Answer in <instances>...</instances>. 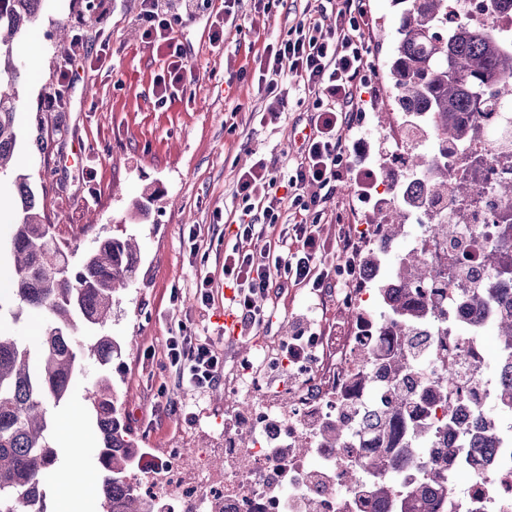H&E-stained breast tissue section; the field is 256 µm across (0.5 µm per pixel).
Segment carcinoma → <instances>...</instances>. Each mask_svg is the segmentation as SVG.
I'll use <instances>...</instances> for the list:
<instances>
[{
  "label": "carcinoma",
  "instance_id": "carcinoma-1",
  "mask_svg": "<svg viewBox=\"0 0 512 512\" xmlns=\"http://www.w3.org/2000/svg\"><path fill=\"white\" fill-rule=\"evenodd\" d=\"M42 0H0V176L8 172L18 144L16 124L17 88L24 80L26 65L14 58L13 46L38 18ZM400 6L397 42L388 67L385 96L391 102L388 126L402 131V140L413 143L427 134L446 141H461L468 130L460 115L470 111L487 84L512 97V55H506L487 32L460 27L448 32V0H395ZM429 155L409 147L406 167L429 168ZM20 208L12 223L7 251L9 262L0 276L9 290L0 293V318L21 319L27 310L39 313L42 330L34 340L0 334V512H28L37 496L47 494L43 476L58 461L52 442V409L64 403L75 375L84 362H95L98 378L87 390L86 401L95 419L101 448L100 505L103 512H150L136 488L127 482L138 471L140 454L136 438L122 412L117 388L112 382V361L121 357L124 346L135 342L120 340L108 332L112 307L137 279L138 245L131 238L107 237L74 267L57 240L53 225L45 222V201H39L25 178L17 183ZM463 195L462 182L448 184V175L437 173L424 182L406 185L402 197L418 202L435 201L448 193ZM384 226L394 239L401 234L406 213L395 203L371 218ZM383 253L367 248L359 267L377 270ZM393 274L407 288L379 282L376 292L386 314L383 328L389 337H404L403 346L387 345L365 358L352 361L350 377L365 382V359L380 363L381 378L392 393L393 408L377 417L373 425L385 448L367 463L371 470L379 508L395 503L394 512H435L434 495L446 487L443 466L429 449L405 443L402 429L415 404L435 395L448 410V421L456 419L459 400L448 396V373L431 379L426 390L409 385L417 362L408 345L410 326H420L432 314L417 299L418 286L441 277L440 271L412 251L398 256ZM502 310L491 324L496 329L500 357L496 368L511 383L504 393V406L512 410V297L501 301ZM346 418L323 425L319 438L328 448H339L346 438ZM499 427L495 411L485 413L479 448H493ZM400 463L422 472L413 485L400 490L391 470L393 456Z\"/></svg>",
  "mask_w": 512,
  "mask_h": 512
}]
</instances>
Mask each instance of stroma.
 Segmentation results:
<instances>
[{
	"label": "stroma",
	"mask_w": 512,
	"mask_h": 512,
	"mask_svg": "<svg viewBox=\"0 0 512 512\" xmlns=\"http://www.w3.org/2000/svg\"><path fill=\"white\" fill-rule=\"evenodd\" d=\"M372 31L368 39L366 83L357 104V117L347 133L350 176L338 186L320 224L322 238L331 240L336 227H357L369 214L361 201L354 173L378 169L380 153L391 142L381 133L380 114L388 101L387 65L395 48L400 8L393 0H364ZM307 0H240L238 22L221 48L209 36L224 16V0H211L180 35L190 77L172 102H156L157 82L169 59L163 51L140 44L130 23L140 0H43L34 27L24 32L16 55L28 75L19 86L17 123L21 138L17 164L0 177V197L11 206L20 203L15 186L23 175L35 194H47L49 221L57 239L81 260L97 240L136 235L139 276L112 311L111 335L137 336L112 363L122 410L140 448L155 454L165 448H220L222 433L243 426L248 407L244 396L225 403L226 390L241 373V363L271 348L284 346L301 325L313 326L327 340L343 345L351 316L336 303L335 291L317 297L307 289H270L262 305L268 321L243 328L238 341H227L218 317L223 314L224 251L235 242L224 224L232 210L239 170L264 158L278 174L296 167L305 134L311 133L313 100L296 77L282 87L288 106L279 116L267 113L269 104L258 88L259 70L252 51L285 37L303 18ZM82 32L89 48L108 42L111 66H90L85 59L73 65L69 100L59 112L41 111L60 45L59 25ZM145 211H137V204ZM211 230L216 243L204 258L192 257L188 227ZM213 279V301L201 306L195 298L199 272ZM182 302L171 305L172 288ZM198 334L212 337L224 353V372L210 390L181 384L166 365L165 339L178 321ZM99 373L85 363L67 402L54 417L71 412L81 448L55 438L61 464L49 477L52 490L67 480L63 467L80 455L88 487H76L78 512H101L98 486L100 446L95 421L84 400V388Z\"/></svg>",
	"instance_id": "obj_1"
}]
</instances>
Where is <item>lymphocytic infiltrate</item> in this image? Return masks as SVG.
Listing matches in <instances>:
<instances>
[{"label":"lymphocytic infiltrate","instance_id":"lymphocytic-infiltrate-1","mask_svg":"<svg viewBox=\"0 0 512 512\" xmlns=\"http://www.w3.org/2000/svg\"><path fill=\"white\" fill-rule=\"evenodd\" d=\"M202 6V0H141L134 35L150 47L165 48L170 59L166 75L157 83L158 102L173 98L174 88L187 73L185 48L175 38L174 28L193 21ZM368 33L362 0H335L332 6H318L314 14L299 20L286 38L266 44L256 56L265 94L272 98L276 110L284 111L287 106L281 83L289 70L301 78L313 98L315 119L301 160L286 181H279L262 158L237 176L233 196L239 201V243L224 254V284L234 291L230 303L241 323H264L266 313L256 300L267 296L272 287L306 288L318 295L341 276L356 274L354 236L342 227L335 244H326L316 221L325 216V203L348 174L346 131L365 81ZM87 55L81 35H74L60 52L42 111H61L71 84L72 62ZM279 183L285 189L280 197L271 192ZM286 206L292 213L289 224L282 228L278 222ZM275 226L280 229L279 236L265 250L249 249L253 238ZM165 359L181 383L201 391L216 385L224 371V355L213 339L194 335L182 321L165 341Z\"/></svg>","mask_w":512,"mask_h":512}]
</instances>
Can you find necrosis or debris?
Masks as SVG:
<instances>
[{"mask_svg": "<svg viewBox=\"0 0 512 512\" xmlns=\"http://www.w3.org/2000/svg\"><path fill=\"white\" fill-rule=\"evenodd\" d=\"M461 25L490 31L504 47L512 46V5L507 0H448L449 28ZM466 121V142L438 143L428 152L449 180L469 185V194L407 211L404 234L412 250L444 271L420 290L422 299L439 305L443 314L423 327L424 364L412 381L422 386L445 371L459 379L463 409L456 430L446 432L437 409L428 417L430 435L420 441L444 460L451 475L458 469V454L467 456L472 479L463 488L449 485L451 512H512V430L499 433L489 456L472 447L485 411L499 407L501 400L502 382L486 375L475 343L496 307L488 305L476 316L463 300L474 288L512 289V196L501 191L512 182V100L486 91L478 111L467 113ZM492 249L504 257L495 268L485 263ZM382 335L376 319L356 321L343 348L332 355L326 338L317 337L289 362L298 379L290 389L269 379L278 353L266 352L249 363L234 383L253 396L248 428L242 434L225 432L223 470L211 465L215 449L167 448L142 456L141 495L155 512H210L215 501L224 512H308L314 499L320 512H376L366 490V460L380 443L363 422L388 408L391 393L376 377L369 385L352 386L349 373L352 359L375 347ZM342 400L352 408L343 445L313 449L308 457L293 453L296 442L335 420Z\"/></svg>", "mask_w": 512, "mask_h": 512, "instance_id": "necrosis-or-debris-1", "label": "necrosis or debris"}]
</instances>
